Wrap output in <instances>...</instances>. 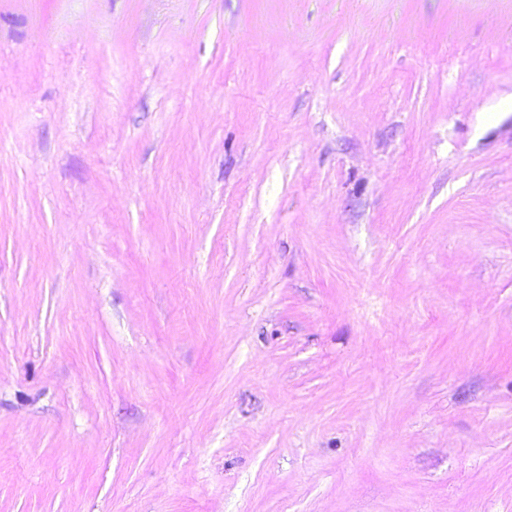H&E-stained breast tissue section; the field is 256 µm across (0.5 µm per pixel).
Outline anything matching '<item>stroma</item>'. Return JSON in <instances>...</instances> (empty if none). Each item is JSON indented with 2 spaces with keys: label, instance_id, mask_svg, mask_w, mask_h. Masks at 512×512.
<instances>
[{
  "label": "stroma",
  "instance_id": "1",
  "mask_svg": "<svg viewBox=\"0 0 512 512\" xmlns=\"http://www.w3.org/2000/svg\"><path fill=\"white\" fill-rule=\"evenodd\" d=\"M0 512H512V0H0Z\"/></svg>",
  "mask_w": 512,
  "mask_h": 512
}]
</instances>
